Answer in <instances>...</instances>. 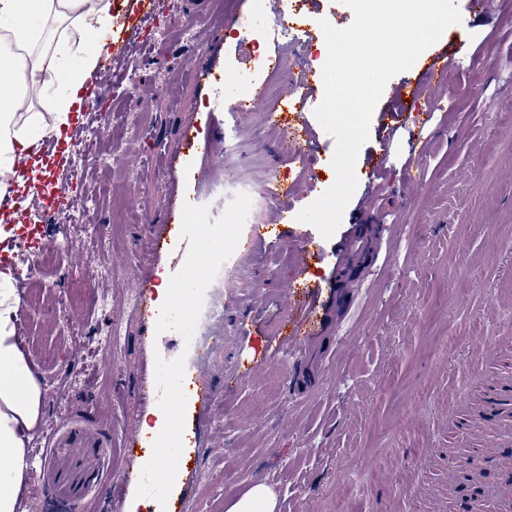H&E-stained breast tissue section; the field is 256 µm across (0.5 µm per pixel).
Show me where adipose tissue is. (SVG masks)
Instances as JSON below:
<instances>
[{
    "label": "adipose tissue",
    "mask_w": 512,
    "mask_h": 512,
    "mask_svg": "<svg viewBox=\"0 0 512 512\" xmlns=\"http://www.w3.org/2000/svg\"><path fill=\"white\" fill-rule=\"evenodd\" d=\"M110 0H0V239L21 226L16 189L39 185L41 139L73 129L98 71ZM19 296L0 271V512H19L43 387L16 337Z\"/></svg>",
    "instance_id": "obj_1"
}]
</instances>
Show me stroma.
I'll list each match as a JSON object with an SVG mask.
<instances>
[{
    "label": "stroma",
    "mask_w": 512,
    "mask_h": 512,
    "mask_svg": "<svg viewBox=\"0 0 512 512\" xmlns=\"http://www.w3.org/2000/svg\"><path fill=\"white\" fill-rule=\"evenodd\" d=\"M129 9V0H115L133 37L112 65L108 107L83 111L84 122L110 131L75 186L97 234L53 214L21 232L40 231L51 247L70 239L59 262L36 270L18 257L11 266L13 279L27 283L21 343L42 378L49 436L32 448L27 512H156L150 497L135 495L145 460L128 456L124 438L144 429L149 407L136 395L143 378L156 357L177 358L184 339L166 331L145 345L134 298L142 276L157 285L172 271L153 261L149 239L175 192L165 156L214 109L213 92L189 71L202 48L222 51L224 90L243 93L241 75L255 71L259 53H292L286 43L258 47L239 33L246 15L255 27L270 23L272 0L257 15L251 0H154L145 19L129 18ZM511 14L498 0L467 32L446 29L439 47L464 42L468 55L432 94L408 101L374 205L364 206L356 189L331 238L279 221L283 208L299 213L325 192L315 179L296 178L288 200L254 202L252 223L275 230L257 252H241L226 278L223 316L211 325L218 341L202 373L213 390L210 434L194 451L193 481L177 477L173 488L186 496L184 512H226L256 483L276 494L277 512H445L410 476L468 452L469 442L445 426L449 403L477 400L499 372H512V351L493 365L482 354L512 335ZM267 109L257 101L237 121L241 158L228 162L219 148L205 160L199 193L209 194L231 165L257 187L290 167ZM423 112L432 115L424 128ZM418 145L425 157L408 183ZM304 235L318 251L302 269L295 243ZM303 278L320 288L325 331L296 359L276 343L288 321L307 313L291 297ZM116 323L122 345L97 354ZM239 363L255 365L253 377L225 387Z\"/></svg>",
    "instance_id": "stroma-1"
}]
</instances>
